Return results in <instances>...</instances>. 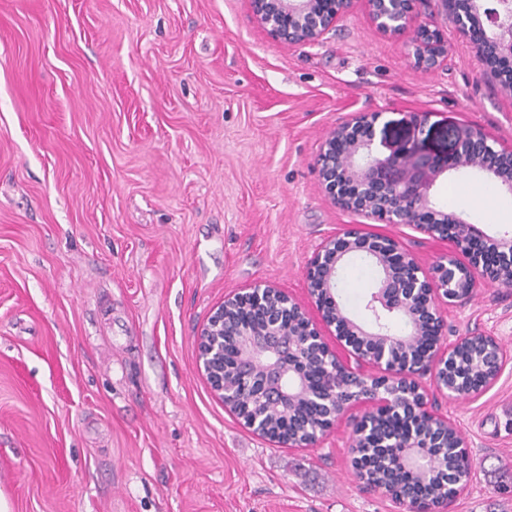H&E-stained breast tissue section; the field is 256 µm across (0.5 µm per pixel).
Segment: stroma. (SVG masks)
I'll use <instances>...</instances> for the list:
<instances>
[{
	"mask_svg": "<svg viewBox=\"0 0 512 512\" xmlns=\"http://www.w3.org/2000/svg\"><path fill=\"white\" fill-rule=\"evenodd\" d=\"M418 0L386 35L364 0L318 42L287 45L250 0H0V490L12 512H420L365 487L346 414L313 447L254 434L196 367L212 308L257 283L306 308L309 260L346 232L399 241L424 271L446 242L332 204L325 136L378 114L388 148L445 153L459 126L512 147V87ZM440 29L430 70L410 45ZM441 207L512 231V194L473 172ZM376 275L350 259L336 294L364 315ZM444 344L507 354L472 397L428 387L472 480L451 512H512V288L443 307Z\"/></svg>",
	"mask_w": 512,
	"mask_h": 512,
	"instance_id": "stroma-1",
	"label": "stroma"
}]
</instances>
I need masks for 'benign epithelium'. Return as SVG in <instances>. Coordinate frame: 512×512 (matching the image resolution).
I'll list each match as a JSON object with an SVG mask.
<instances>
[{"label":"benign epithelium","mask_w":512,"mask_h":512,"mask_svg":"<svg viewBox=\"0 0 512 512\" xmlns=\"http://www.w3.org/2000/svg\"><path fill=\"white\" fill-rule=\"evenodd\" d=\"M352 0H250L253 16L270 36L288 45L318 41L346 13ZM417 0H366L370 17L386 35H398L414 20ZM454 28L468 35L476 52L493 48L512 57V0H468V7L450 17ZM448 42L439 30H424L414 42L413 56L419 67L434 68L447 54ZM376 114H362L334 128L322 144L318 166L325 193L338 207L383 224H404L433 239L454 244L466 262L444 256L430 272L395 239L383 235L348 233L328 238L307 267V290L320 315L315 322L291 295L268 284H255L215 307L197 337V367L212 390L232 412L235 395L224 388L218 370L223 354L224 308L237 305L257 315L255 326L239 330L238 360L248 381H259V395L274 408L307 399L324 412L310 439L281 441L290 448L317 444L345 414L363 406L365 411L353 429L351 447H368L366 437L377 433L384 419L437 421L448 429L453 445L465 454V442L449 419L433 412L424 379L450 396L472 395L490 386L500 374L506 355L492 336L473 334L455 344L441 343L442 306L468 300L476 277L494 286H512V233L489 236L476 225L437 205L434 187L450 173L472 171L496 180L512 194V148L497 149L487 136L472 127L456 130L451 156L403 146L381 151L376 141ZM356 254L365 255L376 267L378 279L365 308L368 324L351 319L336 298L339 272ZM398 316L407 331L395 334L390 318ZM336 329L344 348L340 355L326 341L323 329ZM307 336L318 350L331 388H313L303 365L308 352L292 336ZM377 369L372 373L364 365ZM398 448L400 463L419 474L436 469L426 452L432 444L414 430L379 442ZM471 475L466 467L453 491L433 504L424 494H412L417 503L442 512L454 502Z\"/></svg>","instance_id":"1"}]
</instances>
